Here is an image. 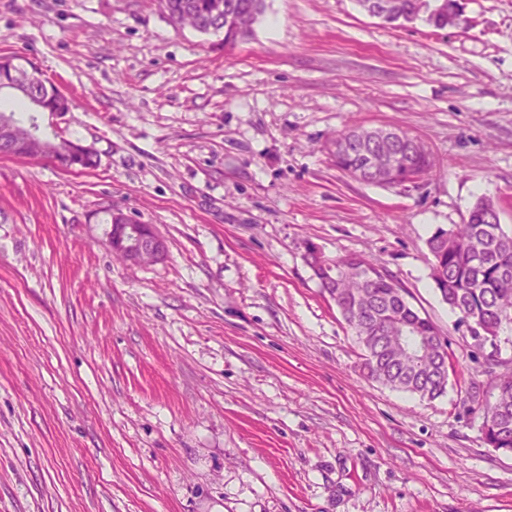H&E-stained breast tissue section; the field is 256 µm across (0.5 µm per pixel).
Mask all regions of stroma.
<instances>
[{"instance_id": "1", "label": "stroma", "mask_w": 512, "mask_h": 512, "mask_svg": "<svg viewBox=\"0 0 512 512\" xmlns=\"http://www.w3.org/2000/svg\"><path fill=\"white\" fill-rule=\"evenodd\" d=\"M465 16L265 0L227 49L158 0H0V56L72 101L41 130L97 154L0 156V512H512V455L464 402L484 358L426 246L481 197L512 228V0ZM352 125L417 134L435 171L354 180L330 156ZM116 212L164 259L113 256ZM309 241L385 268L447 333L444 396L361 375Z\"/></svg>"}]
</instances>
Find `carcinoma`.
I'll list each match as a JSON object with an SVG mask.
<instances>
[{"instance_id": "1", "label": "carcinoma", "mask_w": 512, "mask_h": 512, "mask_svg": "<svg viewBox=\"0 0 512 512\" xmlns=\"http://www.w3.org/2000/svg\"><path fill=\"white\" fill-rule=\"evenodd\" d=\"M215 0H166L164 11L175 26L188 25L201 33L224 32V47L246 38L263 14L265 0H223L224 12L213 13ZM396 9L408 21L422 20L443 30L448 21L428 14V0H397ZM14 56H0V84L24 83L29 71L15 63ZM13 99L26 107L40 100L44 109L59 106L56 87L43 79L30 84L27 95ZM332 156L336 167L350 177L369 184L401 185L407 178L405 161L413 173H430L435 161L418 137L401 129L389 137L373 139L363 127L336 134ZM97 156L58 158V166L85 170L96 166ZM432 256L430 278L441 300L456 317L454 328L466 325L478 345L491 347L483 374L499 376L496 368L512 364L498 359L503 328L512 324V231L500 224L495 205L481 197L461 224L435 227L426 239ZM307 264L323 292L364 349L363 376L392 390L409 392L433 401L447 392L449 373L455 371L448 342L440 330L407 299L408 292L386 270L358 254L324 264L308 254ZM492 396L477 381L470 383L468 398L480 413L484 444L496 452L512 455V377L500 382Z\"/></svg>"}]
</instances>
